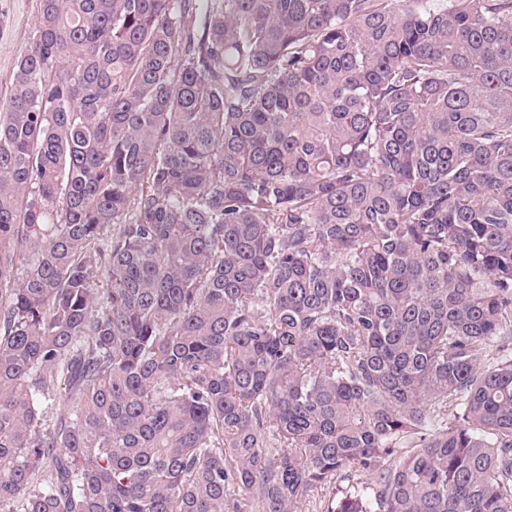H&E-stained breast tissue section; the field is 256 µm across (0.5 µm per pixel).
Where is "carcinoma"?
Returning <instances> with one entry per match:
<instances>
[{
  "label": "carcinoma",
  "mask_w": 512,
  "mask_h": 512,
  "mask_svg": "<svg viewBox=\"0 0 512 512\" xmlns=\"http://www.w3.org/2000/svg\"><path fill=\"white\" fill-rule=\"evenodd\" d=\"M310 507L512 512V0H38L0 512Z\"/></svg>",
  "instance_id": "cac0c4a2"
}]
</instances>
